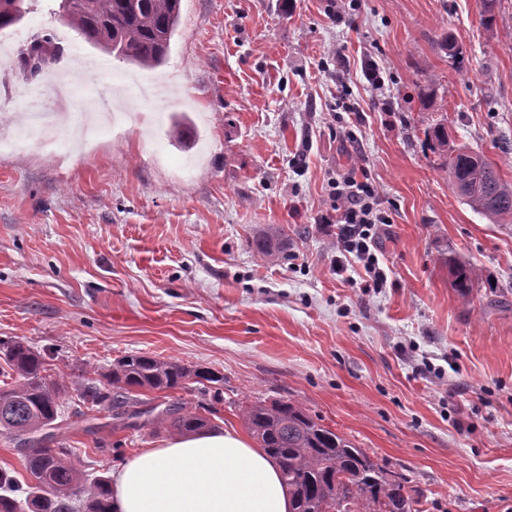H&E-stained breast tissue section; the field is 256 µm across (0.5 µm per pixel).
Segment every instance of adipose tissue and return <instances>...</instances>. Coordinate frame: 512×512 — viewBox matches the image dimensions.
Wrapping results in <instances>:
<instances>
[{"mask_svg": "<svg viewBox=\"0 0 512 512\" xmlns=\"http://www.w3.org/2000/svg\"><path fill=\"white\" fill-rule=\"evenodd\" d=\"M114 512H290L276 464L232 429L143 449L112 474Z\"/></svg>", "mask_w": 512, "mask_h": 512, "instance_id": "ef3b65f1", "label": "adipose tissue"}]
</instances>
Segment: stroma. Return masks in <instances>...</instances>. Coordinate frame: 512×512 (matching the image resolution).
<instances>
[{
  "label": "stroma",
  "mask_w": 512,
  "mask_h": 512,
  "mask_svg": "<svg viewBox=\"0 0 512 512\" xmlns=\"http://www.w3.org/2000/svg\"><path fill=\"white\" fill-rule=\"evenodd\" d=\"M327 5L183 0L152 70L91 47L56 0L8 28L51 31L65 55L31 85L13 71L20 95L0 112V339L45 354L57 436L88 478L173 436L81 399L147 354L223 375L209 428L245 432L241 405L289 398L406 480L424 512H512V223L463 204L424 137L445 125L512 182V0L490 28L478 0H343L334 18ZM82 62L111 82L72 83ZM348 172L392 219L387 283L367 294L314 222ZM272 224L276 259L255 248ZM456 261L479 274L466 300Z\"/></svg>",
  "instance_id": "stroma-1"
}]
</instances>
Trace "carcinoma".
<instances>
[{"instance_id": "cac0c4a2", "label": "carcinoma", "mask_w": 512, "mask_h": 512, "mask_svg": "<svg viewBox=\"0 0 512 512\" xmlns=\"http://www.w3.org/2000/svg\"><path fill=\"white\" fill-rule=\"evenodd\" d=\"M500 0H480L485 26L495 22ZM28 0H0V30L19 23ZM181 0H58L56 15L86 43L140 67H158L169 56L180 24ZM63 48L51 32L31 40L20 52V67L30 80L49 72ZM427 137L448 151L446 171L454 193L488 220L512 222V183L503 180L485 158L466 147L448 144V131L437 126ZM281 229L271 227L256 240L265 257L280 255ZM452 272L463 298H469L478 274L455 263ZM0 428L10 434L29 475L26 508L31 512H113L110 483L99 477L80 498L83 475L72 463V449L56 439L60 392L47 382L45 357L19 341L0 340ZM224 383L202 368L173 359L126 355L106 381L86 387L84 403L105 407L126 427L167 426L179 434L198 432L207 421L185 407L157 409L134 393L146 388L172 390L187 381ZM247 428L277 462L292 499V512H420L404 480L390 474L361 448L321 424L290 400L256 401L243 409ZM16 478L0 469V512H18Z\"/></svg>"}]
</instances>
